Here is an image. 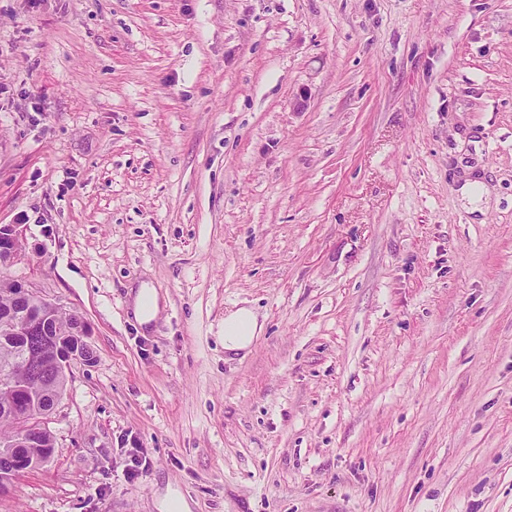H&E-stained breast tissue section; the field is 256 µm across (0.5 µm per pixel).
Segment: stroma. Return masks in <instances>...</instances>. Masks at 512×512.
Wrapping results in <instances>:
<instances>
[{
    "instance_id": "1",
    "label": "stroma",
    "mask_w": 512,
    "mask_h": 512,
    "mask_svg": "<svg viewBox=\"0 0 512 512\" xmlns=\"http://www.w3.org/2000/svg\"><path fill=\"white\" fill-rule=\"evenodd\" d=\"M1 224L96 361L0 512H512V0H0ZM462 194L473 211L482 213L484 212V208L488 206L489 191L482 182L473 181L467 183L462 188ZM159 310L158 295L153 288L142 286L134 298V315L139 323H148ZM264 319L249 306L237 307L224 314V352L238 354L248 350L263 334Z\"/></svg>"
}]
</instances>
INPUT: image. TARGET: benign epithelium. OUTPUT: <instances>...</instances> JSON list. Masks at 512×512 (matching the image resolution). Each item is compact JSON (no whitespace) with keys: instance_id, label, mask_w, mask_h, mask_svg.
<instances>
[{"instance_id":"obj_1","label":"benign epithelium","mask_w":512,"mask_h":512,"mask_svg":"<svg viewBox=\"0 0 512 512\" xmlns=\"http://www.w3.org/2000/svg\"><path fill=\"white\" fill-rule=\"evenodd\" d=\"M25 237L22 224L0 225V267L7 268L25 258L24 249L18 242ZM14 305L0 314V341L13 344L20 350L21 362L33 368L37 356L32 350V339L38 338L47 346L52 356V380L67 376L74 363L88 362L87 352L93 350L90 329L83 319L75 327L64 329L53 318V312L61 304L42 295L32 284L11 280ZM0 393L7 399L11 415L15 420L17 437L6 445L4 455L11 463L7 476L17 478L29 471L34 461L28 460L21 452L23 448L36 446L42 435L49 430L48 420L58 406L60 396L50 391L51 401L44 407L35 406L25 387L12 379H0Z\"/></svg>"}]
</instances>
